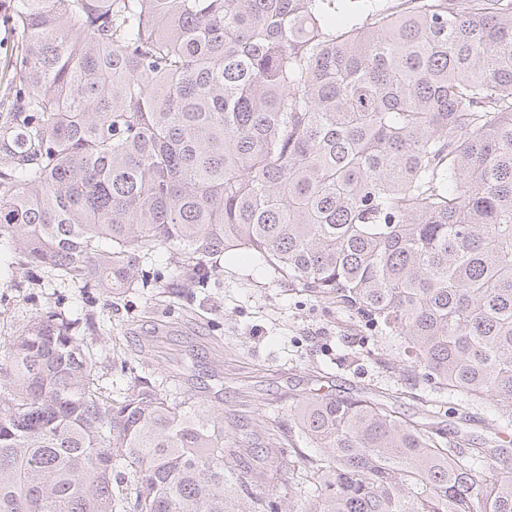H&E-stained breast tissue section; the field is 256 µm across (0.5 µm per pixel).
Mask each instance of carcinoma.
<instances>
[{
    "label": "carcinoma",
    "instance_id": "carcinoma-1",
    "mask_svg": "<svg viewBox=\"0 0 512 512\" xmlns=\"http://www.w3.org/2000/svg\"><path fill=\"white\" fill-rule=\"evenodd\" d=\"M10 0L0 246L121 295L254 254L512 420V0ZM87 314L0 358V512H512V455L366 396L293 401L275 474L224 412L120 363Z\"/></svg>",
    "mask_w": 512,
    "mask_h": 512
}]
</instances>
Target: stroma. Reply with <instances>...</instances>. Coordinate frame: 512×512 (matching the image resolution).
Instances as JSON below:
<instances>
[{"label": "stroma", "instance_id": "stroma-1", "mask_svg": "<svg viewBox=\"0 0 512 512\" xmlns=\"http://www.w3.org/2000/svg\"><path fill=\"white\" fill-rule=\"evenodd\" d=\"M168 253L146 261V287L115 297L60 288L50 278L23 288L0 277V355L38 312L92 314V346L103 386L118 380L113 363L129 360L156 382L176 381L223 410L224 432L243 440L250 468L274 472L275 438L288 427L293 399L315 393L395 396L402 417L427 421L449 441L504 447L512 426L501 425L494 400L437 393L397 364L394 340L382 341L344 308L291 290L264 263L246 255L225 259L204 288L172 278Z\"/></svg>", "mask_w": 512, "mask_h": 512}]
</instances>
